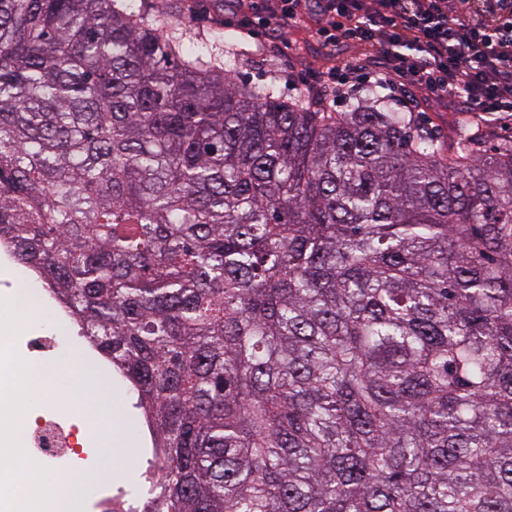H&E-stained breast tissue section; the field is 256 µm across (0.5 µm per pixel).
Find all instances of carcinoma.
<instances>
[{"label": "carcinoma", "instance_id": "1", "mask_svg": "<svg viewBox=\"0 0 512 512\" xmlns=\"http://www.w3.org/2000/svg\"><path fill=\"white\" fill-rule=\"evenodd\" d=\"M194 0H0V238L112 358L132 512H512V139L246 85Z\"/></svg>", "mask_w": 512, "mask_h": 512}]
</instances>
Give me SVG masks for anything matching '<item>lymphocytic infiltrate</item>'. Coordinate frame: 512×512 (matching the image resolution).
I'll return each instance as SVG.
<instances>
[{"label": "lymphocytic infiltrate", "instance_id": "obj_1", "mask_svg": "<svg viewBox=\"0 0 512 512\" xmlns=\"http://www.w3.org/2000/svg\"><path fill=\"white\" fill-rule=\"evenodd\" d=\"M243 34L311 23L333 49L343 41L370 55L314 74L317 93L333 102L357 73L385 85L463 99L469 116L512 117V0H238Z\"/></svg>", "mask_w": 512, "mask_h": 512}]
</instances>
